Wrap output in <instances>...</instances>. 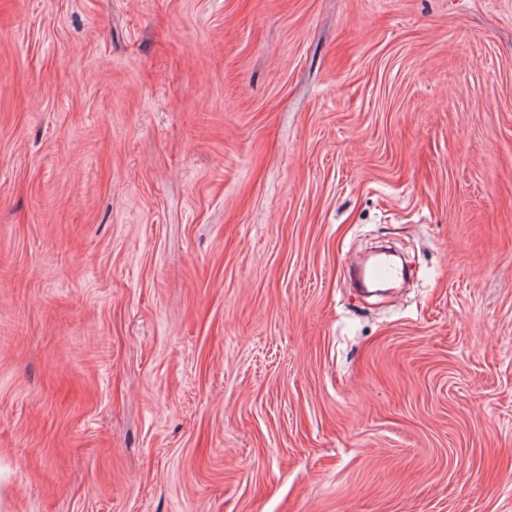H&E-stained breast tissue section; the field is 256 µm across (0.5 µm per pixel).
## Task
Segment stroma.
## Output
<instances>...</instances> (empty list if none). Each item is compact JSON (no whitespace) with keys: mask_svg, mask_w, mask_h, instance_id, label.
<instances>
[{"mask_svg":"<svg viewBox=\"0 0 512 512\" xmlns=\"http://www.w3.org/2000/svg\"><path fill=\"white\" fill-rule=\"evenodd\" d=\"M0 512H512V0H0Z\"/></svg>","mask_w":512,"mask_h":512,"instance_id":"35a3bbf8","label":"stroma"}]
</instances>
